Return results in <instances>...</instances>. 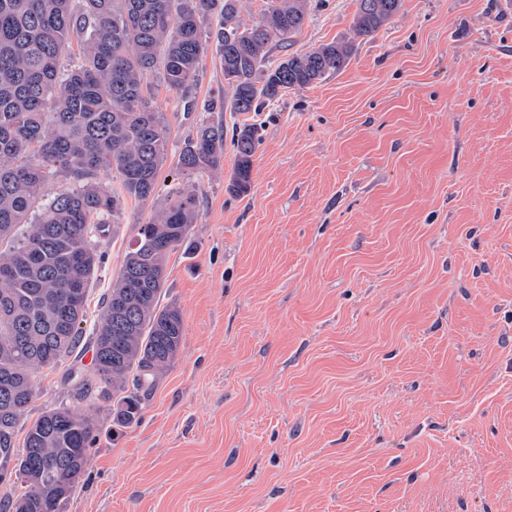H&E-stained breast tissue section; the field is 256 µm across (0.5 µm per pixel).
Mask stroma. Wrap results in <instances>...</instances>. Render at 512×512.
Listing matches in <instances>:
<instances>
[{
  "instance_id": "obj_1",
  "label": "stroma",
  "mask_w": 512,
  "mask_h": 512,
  "mask_svg": "<svg viewBox=\"0 0 512 512\" xmlns=\"http://www.w3.org/2000/svg\"><path fill=\"white\" fill-rule=\"evenodd\" d=\"M294 50L349 64L262 111L252 189L195 176L170 254L178 358L141 420L107 408L66 512H512V0H403L354 37L310 0ZM167 195L202 114L159 89ZM150 204L110 225L91 330ZM74 400L43 371L24 416Z\"/></svg>"
}]
</instances>
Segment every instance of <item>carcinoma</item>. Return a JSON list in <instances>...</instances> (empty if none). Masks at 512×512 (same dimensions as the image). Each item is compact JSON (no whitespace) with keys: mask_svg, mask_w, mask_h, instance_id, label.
Wrapping results in <instances>:
<instances>
[{"mask_svg":"<svg viewBox=\"0 0 512 512\" xmlns=\"http://www.w3.org/2000/svg\"><path fill=\"white\" fill-rule=\"evenodd\" d=\"M242 0H0V512H65L89 465L97 422L59 406L16 434L36 395L35 379L70 360L83 340L89 291L103 260L109 216L128 199L154 211L129 246L111 293L101 303L90 370L65 371L79 399L112 406V423H138L157 380L177 359L184 320L161 305L170 253L199 218L188 185L157 203L169 128L154 106V84L181 96L187 112H257L294 88L340 71L350 40L270 60L302 29L308 0H266L260 20L240 17ZM353 31L371 36L402 9V0H356ZM219 17L215 28L203 19ZM215 43L228 94L198 104L190 95L202 57ZM261 138L235 128L233 197L252 188ZM224 123L201 120L179 155L186 177L224 168ZM64 173L74 185L50 198L45 187ZM115 173L108 189L100 174ZM118 301L129 306L114 313Z\"/></svg>","mask_w":512,"mask_h":512,"instance_id":"obj_1","label":"carcinoma"}]
</instances>
